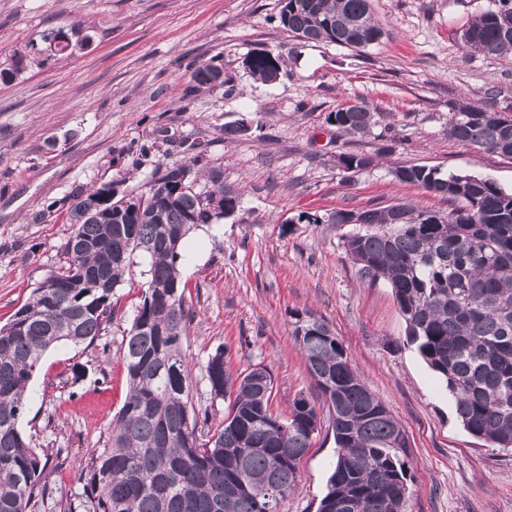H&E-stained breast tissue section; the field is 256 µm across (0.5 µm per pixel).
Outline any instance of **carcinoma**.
Instances as JSON below:
<instances>
[{"mask_svg": "<svg viewBox=\"0 0 512 512\" xmlns=\"http://www.w3.org/2000/svg\"><path fill=\"white\" fill-rule=\"evenodd\" d=\"M486 11L461 41L486 56L512 59V36L499 12ZM288 31L347 48L378 42L383 30L369 0H283ZM41 59L16 50L0 64L8 83ZM253 76L268 80L271 62L255 56ZM219 65L191 73L213 86ZM348 134L367 132L376 113L366 105L331 114ZM448 137L512 158V120L474 105L455 109ZM354 171L377 164L367 154L342 155ZM399 182L420 185L450 202L444 212L411 204L367 209L366 229L344 247L363 278L387 282L407 336L446 382L465 430L492 448L512 451V191L468 174L425 165L398 167ZM239 206L224 170L165 165L148 189L118 194L104 184L74 199L65 261L0 326V512H281L299 481L318 424L327 419L336 462L317 512H407L410 443L404 427L351 366L343 343L322 318L307 315L292 336L322 404L305 395L283 417L271 409L273 378L258 365L231 377L224 348L205 365L210 393L227 399L222 421L198 422L184 349L192 311L179 271L184 238ZM150 258L136 313L124 329L121 360L129 392L113 416L105 447L82 467L80 501L51 498L48 458L18 428L43 355L61 344L93 342L123 321L114 291L134 256ZM345 500L350 507L336 508Z\"/></svg>", "mask_w": 512, "mask_h": 512, "instance_id": "1", "label": "carcinoma"}]
</instances>
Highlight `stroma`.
Wrapping results in <instances>:
<instances>
[{
    "label": "stroma",
    "mask_w": 512,
    "mask_h": 512,
    "mask_svg": "<svg viewBox=\"0 0 512 512\" xmlns=\"http://www.w3.org/2000/svg\"><path fill=\"white\" fill-rule=\"evenodd\" d=\"M282 5L0 0V60L49 28L93 36L88 48L46 56L0 83V326L64 262L75 196L106 182L141 194L173 161L222 166L240 207L181 249L195 405L212 422L224 416L202 370L221 347L231 375L270 369L272 408L288 415L295 397L316 393L292 325L321 317L409 435V512H512V454L463 428L444 380L407 343L390 285L364 280L347 254L356 225L327 220L404 203L447 210L441 197L394 178L404 165L512 190V158L448 136L451 104L512 113V62L467 51L460 39L499 0H370L384 36L359 50L302 43L280 25ZM260 51L281 58L279 80L261 81L245 66ZM209 61L222 66L223 84L192 88V71ZM349 104L369 105L377 124L364 134L338 130L331 114ZM241 124L247 133L225 135ZM350 152L378 163L344 172L336 158ZM302 214L319 221L299 222ZM122 342L114 324L92 345L42 358L20 428L50 456L55 493L81 492L80 465L103 447L127 397ZM335 460L333 433L321 428L282 512H317Z\"/></svg>",
    "instance_id": "1"
}]
</instances>
